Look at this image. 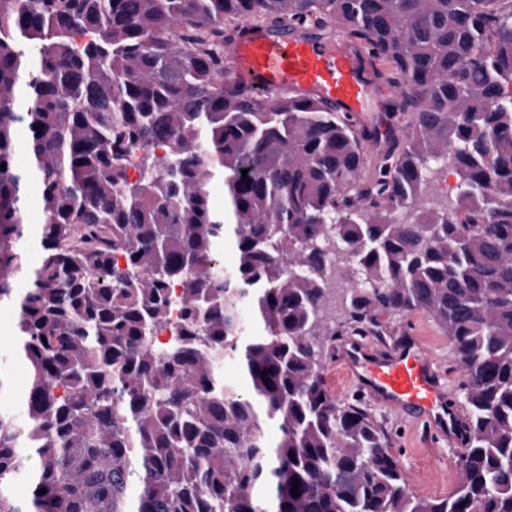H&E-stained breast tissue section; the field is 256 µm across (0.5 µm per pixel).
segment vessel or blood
Wrapping results in <instances>:
<instances>
[{
    "label": "vessel or blood",
    "mask_w": 512,
    "mask_h": 512,
    "mask_svg": "<svg viewBox=\"0 0 512 512\" xmlns=\"http://www.w3.org/2000/svg\"><path fill=\"white\" fill-rule=\"evenodd\" d=\"M232 75L262 91L294 90L318 94L335 104L354 126L366 120V105L386 94L370 77L362 56L347 38L337 43L310 36H277L245 25L225 48ZM339 358L347 365L358 392L400 416L424 421L436 439L458 446L463 418L451 399L434 359L410 331L391 345H343Z\"/></svg>",
    "instance_id": "vessel-or-blood-1"
}]
</instances>
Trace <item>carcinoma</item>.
Masks as SVG:
<instances>
[{
  "label": "carcinoma",
  "mask_w": 512,
  "mask_h": 512,
  "mask_svg": "<svg viewBox=\"0 0 512 512\" xmlns=\"http://www.w3.org/2000/svg\"><path fill=\"white\" fill-rule=\"evenodd\" d=\"M244 23L366 48L385 131L224 77ZM511 84L512 0H0V302L28 366L22 414L0 403V512H512ZM339 305L354 332L423 311L448 335V496L413 494L327 388ZM42 218L40 187L36 182L30 181L26 187L25 220L31 227H35L42 222Z\"/></svg>",
  "instance_id": "obj_1"
}]
</instances>
